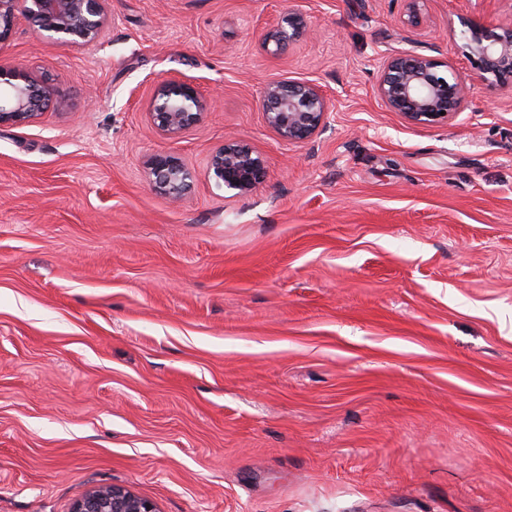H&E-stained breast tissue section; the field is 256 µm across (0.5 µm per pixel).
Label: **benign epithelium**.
Instances as JSON below:
<instances>
[{"mask_svg":"<svg viewBox=\"0 0 512 512\" xmlns=\"http://www.w3.org/2000/svg\"><path fill=\"white\" fill-rule=\"evenodd\" d=\"M106 0H0V42L9 38L15 14L25 13L37 26L61 42L100 40L107 25ZM467 57L483 82L512 85V28L495 32L469 18ZM412 50L398 51L382 64L375 88L387 108L415 125L446 124L465 111L472 84L453 68ZM52 93L36 75L0 61V126L29 122L47 111ZM329 101L314 83L274 81L264 90L262 110L268 126L282 139L301 142L324 123ZM207 102L194 84L165 80L155 92L151 118L168 134H179L202 119ZM153 184L177 199L188 188L190 173L171 154L146 161ZM209 172L228 189L249 192L265 176L261 157L247 144L228 139L209 160ZM69 512H159L156 503L121 487L102 486L76 500Z\"/></svg>","mask_w":512,"mask_h":512,"instance_id":"benign-epithelium-1","label":"benign epithelium"}]
</instances>
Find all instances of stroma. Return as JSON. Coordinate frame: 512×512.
Returning a JSON list of instances; mask_svg holds the SVG:
<instances>
[{"instance_id":"obj_1","label":"stroma","mask_w":512,"mask_h":512,"mask_svg":"<svg viewBox=\"0 0 512 512\" xmlns=\"http://www.w3.org/2000/svg\"><path fill=\"white\" fill-rule=\"evenodd\" d=\"M106 8L92 45L22 13L0 43L54 95L0 127V512L106 485L160 512H512V87L439 126L375 93L402 50L468 74L461 17L510 27L512 0H421L415 26L403 0ZM164 80L211 103L175 136ZM279 80L328 98L308 141L265 121ZM227 139L258 188L211 177ZM209 172L228 189L249 192L259 186L265 176L261 157L247 144L228 139L209 160ZM153 184L174 199L185 194L190 173L185 164L171 154H155L146 161Z\"/></svg>"}]
</instances>
